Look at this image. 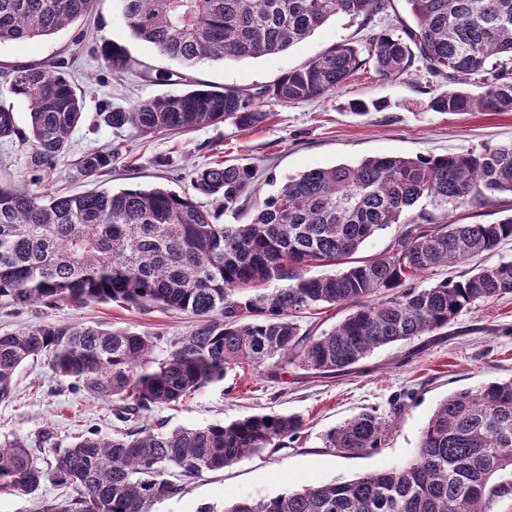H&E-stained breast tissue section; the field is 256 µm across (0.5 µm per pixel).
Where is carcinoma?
<instances>
[{"label":"carcinoma","instance_id":"carcinoma-1","mask_svg":"<svg viewBox=\"0 0 512 512\" xmlns=\"http://www.w3.org/2000/svg\"><path fill=\"white\" fill-rule=\"evenodd\" d=\"M97 0H0V43L49 38L91 12ZM414 25L395 36L366 35L368 59L391 78L420 61L450 88L433 95L434 112L512 111V0H405ZM132 35L191 67L202 60L258 58L309 36L330 18L373 17L389 0H122ZM92 51L115 71L130 68L124 48L103 42ZM70 62L20 65L8 93L29 103L28 128L0 104V141L27 154L29 169L50 176L69 151L87 105ZM361 66L358 50L338 45L258 92L196 85L180 94L118 108L95 105L96 120L143 136L181 133L230 120L264 123L260 100L295 103L320 98ZM474 76V93L458 87ZM112 152L91 150L75 163L94 181L112 169ZM248 165L214 161L195 171L198 202L157 186L92 188L78 194L35 193L0 185V303L15 308L60 302H114L189 312L196 324L170 342L163 358L151 337L129 328L39 323L0 335V400L9 398L18 369L49 357L71 389L113 403L115 418L139 420L178 405L241 364H295L316 374L349 369L375 349L447 327L479 301L512 293V261L477 265L459 280L422 287L441 266L494 251L512 239V216L496 224H457L448 207L512 194V143L434 158L370 157L355 165L309 169L262 201L253 218L236 215L253 187ZM441 209L401 217L421 199ZM392 224L398 232L383 253L352 260L364 242ZM342 266L306 277L305 266ZM281 283L272 290L265 285ZM349 307L326 331L301 330L291 313ZM295 415L255 414L229 424L164 430L142 425L108 437L78 436L44 448L20 437L0 441V492L33 494L43 484L75 495L47 512H150L178 491L174 472L220 470L284 439L298 436ZM388 423L358 414L322 436L327 448L361 455L382 447ZM512 378L455 392L421 432L415 457L389 471L239 500L225 512H492L512 500Z\"/></svg>","mask_w":512,"mask_h":512}]
</instances>
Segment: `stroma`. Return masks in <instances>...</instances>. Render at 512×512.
Segmentation results:
<instances>
[{
  "instance_id": "obj_1",
  "label": "stroma",
  "mask_w": 512,
  "mask_h": 512,
  "mask_svg": "<svg viewBox=\"0 0 512 512\" xmlns=\"http://www.w3.org/2000/svg\"><path fill=\"white\" fill-rule=\"evenodd\" d=\"M104 39L126 47L130 71H112L102 59L91 56L92 43ZM341 43L366 52L361 18L337 15L285 51L257 59L204 61L190 76L205 85L256 90ZM58 57L72 61V78L90 105L106 99L126 109L137 101L184 89L181 82L162 80V73L177 71V64L153 45L132 38L120 0H98L92 17L52 38L1 43L0 71ZM446 87L442 78L428 73L419 62L391 79L380 78L366 63L321 98L292 104L263 100L269 118L252 129L222 122L181 134L143 137L129 128H96L87 122L73 131L69 153L44 180L29 172L23 150L0 142V183L34 192L81 193L90 185L74 178L73 163L87 151L106 148L118 158L111 174L95 184L113 190L162 186L184 194L192 190L194 170L210 162L253 166L258 179L247 201L252 208L275 194L288 178L312 168L354 165L377 156L432 158L477 151L487 143L512 142V112L429 110V98ZM359 99L381 100L385 107L360 116L349 108ZM509 215L512 196L494 194L482 205L459 207L448 217L460 224H494ZM44 322L131 328L152 336L154 353L161 358L170 339L185 335L195 319L188 313L143 311L111 302L24 309L0 305V334ZM510 377L512 294L477 302L432 334L375 349L348 373L321 378L293 364L272 370L237 368L179 406L154 409L150 422H162L170 429L195 428L277 413L301 416L305 427L300 436L287 447L267 448L224 469L181 478V490L157 501L152 512H203L205 507L236 499L401 467L415 456L421 432L443 399L464 388ZM371 410L391 425L382 448L350 456L324 446L321 437L326 431ZM116 425L111 404L73 392L44 356L19 370L12 397L0 401V440L14 436L32 440L47 432L54 444L64 446L77 434L112 435ZM69 494V489L51 485L33 494L2 492L0 512H41L43 506L61 502Z\"/></svg>"
}]
</instances>
